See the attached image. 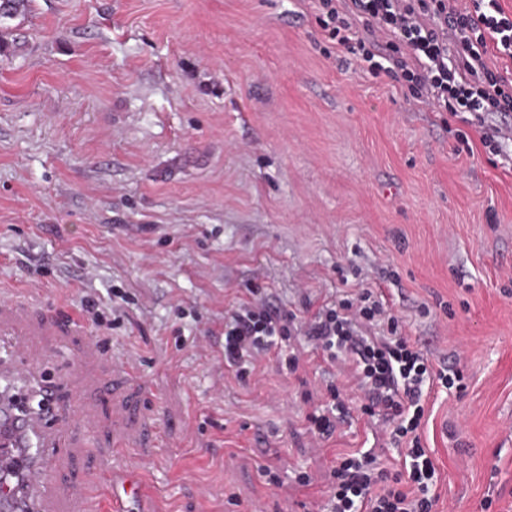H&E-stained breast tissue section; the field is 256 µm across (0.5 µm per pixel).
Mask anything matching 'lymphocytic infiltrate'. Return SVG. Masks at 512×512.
Segmentation results:
<instances>
[{
    "mask_svg": "<svg viewBox=\"0 0 512 512\" xmlns=\"http://www.w3.org/2000/svg\"><path fill=\"white\" fill-rule=\"evenodd\" d=\"M329 40L405 86L432 111L450 116L512 112V78L489 61L512 59V14L497 0H313ZM387 44L385 62L375 59ZM301 335L329 362H340L363 394L361 414L381 421L389 441L404 444L408 470L381 466L364 452L338 457L331 472L328 512H431L430 488L436 467L418 435L423 425L426 388L447 381L426 353L405 333L400 317L375 289L364 287L296 324L259 289L224 315V363L244 380L258 359Z\"/></svg>",
    "mask_w": 512,
    "mask_h": 512,
    "instance_id": "f902f5d3",
    "label": "lymphocytic infiltrate"
}]
</instances>
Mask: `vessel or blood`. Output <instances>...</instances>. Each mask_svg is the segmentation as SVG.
<instances>
[{"label": "vessel or blood", "instance_id": "vessel-or-blood-1", "mask_svg": "<svg viewBox=\"0 0 512 512\" xmlns=\"http://www.w3.org/2000/svg\"><path fill=\"white\" fill-rule=\"evenodd\" d=\"M84 325L28 299L0 300V336L12 339V353L0 360V468L22 472V486L0 485V512H97L86 475L55 477V449L71 442V424L85 405L82 394L57 387L42 375L44 347L60 337L82 335ZM95 479L112 490L111 512H150L152 496L131 475L99 465Z\"/></svg>", "mask_w": 512, "mask_h": 512}]
</instances>
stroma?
<instances>
[{
    "instance_id": "1",
    "label": "stroma",
    "mask_w": 512,
    "mask_h": 512,
    "mask_svg": "<svg viewBox=\"0 0 512 512\" xmlns=\"http://www.w3.org/2000/svg\"><path fill=\"white\" fill-rule=\"evenodd\" d=\"M0 29V298L135 299L41 360L83 391L133 368L60 465L130 470L156 512H302L338 453L397 466L357 416L310 434L340 370L270 356L244 385L224 368V310L251 282L301 317L366 282L464 376L425 403L433 512L512 503V141L486 153L477 126L370 74L306 0H30Z\"/></svg>"
}]
</instances>
